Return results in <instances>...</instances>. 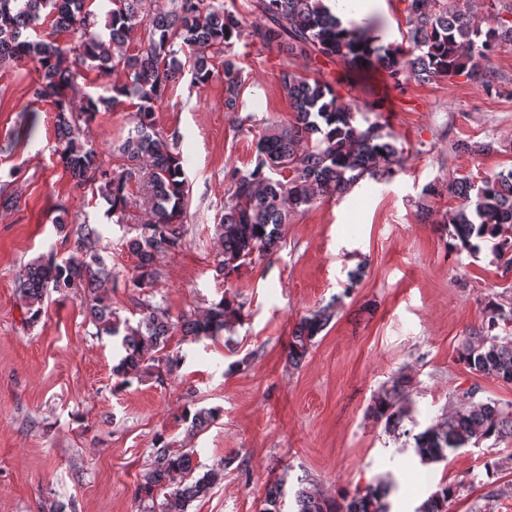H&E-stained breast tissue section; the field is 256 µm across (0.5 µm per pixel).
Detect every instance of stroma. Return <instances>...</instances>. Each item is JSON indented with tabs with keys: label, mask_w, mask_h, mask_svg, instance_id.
Instances as JSON below:
<instances>
[{
	"label": "stroma",
	"mask_w": 512,
	"mask_h": 512,
	"mask_svg": "<svg viewBox=\"0 0 512 512\" xmlns=\"http://www.w3.org/2000/svg\"><path fill=\"white\" fill-rule=\"evenodd\" d=\"M231 52L242 69L244 113L225 111L223 78L199 88L187 75L155 109L157 128L181 139L190 190L185 244L158 261L153 296L176 318L206 311L229 288L243 319L214 341L184 347L173 334L169 344L184 348L183 365L164 383L121 390L115 341L97 335L83 292L51 295L32 324L16 277L40 255L69 254L53 223L66 208L70 222L101 231L112 271L107 296L121 317H132L138 296L124 281L137 260L125 241L149 218L146 185L130 184L123 219L108 213L59 163L56 112L35 98L33 67L0 69V184L17 201L0 208V512H42L52 501L66 512H141L135 491L160 440L199 465L227 463L192 512H262L267 485L280 478L281 512H293L300 483L333 498L388 475L396 482L390 512H416L445 484L456 487L448 512H512V441L470 444L423 464L368 413L402 371L417 433L474 386L478 399L512 404V382L474 374L457 354L481 327L487 302L512 304V270L499 267L487 245L474 256L451 252L439 225L458 204L449 182L512 169V46L492 59L501 81L492 93L463 76L412 79L396 89L380 68L345 81L339 63L247 39ZM286 67L329 82L360 108L383 99L381 121L405 162L391 180L361 181L343 198L294 213L279 251L228 284L216 271L214 229L230 193L228 172L253 169L258 131L289 117L278 83ZM244 114L252 132L238 128ZM134 122L133 108L123 105L99 113L84 135L113 164V147ZM23 123L30 135L19 134ZM460 142L492 149L464 153ZM358 268L362 277L350 281ZM328 304L335 318L302 364L289 366L293 328ZM201 407L222 416L189 431L182 412ZM490 459L503 462L492 475Z\"/></svg>",
	"instance_id": "1"
}]
</instances>
